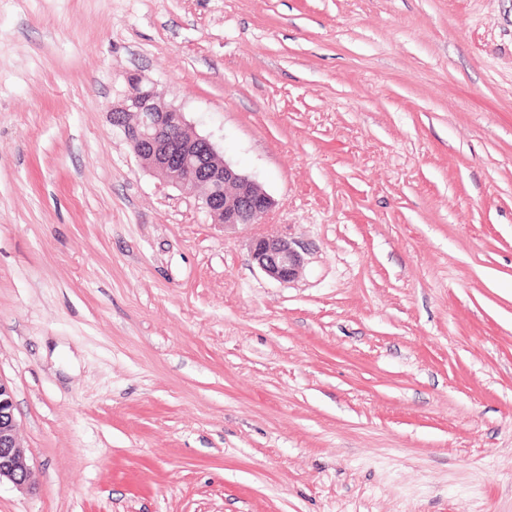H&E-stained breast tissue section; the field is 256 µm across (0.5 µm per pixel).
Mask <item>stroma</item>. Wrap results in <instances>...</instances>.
<instances>
[{"instance_id": "stroma-1", "label": "stroma", "mask_w": 512, "mask_h": 512, "mask_svg": "<svg viewBox=\"0 0 512 512\" xmlns=\"http://www.w3.org/2000/svg\"><path fill=\"white\" fill-rule=\"evenodd\" d=\"M132 74L273 209L146 172ZM0 380V512H512V0H0ZM251 251L258 267L278 282L293 280L303 264V257L295 248V243L283 236L257 237L252 242ZM30 476L25 446L14 418L12 390L0 380V483L5 479L25 490L30 486Z\"/></svg>"}]
</instances>
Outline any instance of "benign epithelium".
Returning <instances> with one entry per match:
<instances>
[{"mask_svg":"<svg viewBox=\"0 0 512 512\" xmlns=\"http://www.w3.org/2000/svg\"><path fill=\"white\" fill-rule=\"evenodd\" d=\"M129 91L112 105L110 121L121 130L142 166L180 190L197 196L211 223L224 228L254 224L274 206L262 186L219 154L209 138L187 123L151 82L128 78ZM252 257L270 278L286 283L303 264L295 243L279 235L253 240ZM25 446L14 418L12 390L0 380V481L30 486Z\"/></svg>","mask_w":512,"mask_h":512,"instance_id":"benign-epithelium-1","label":"benign epithelium"}]
</instances>
